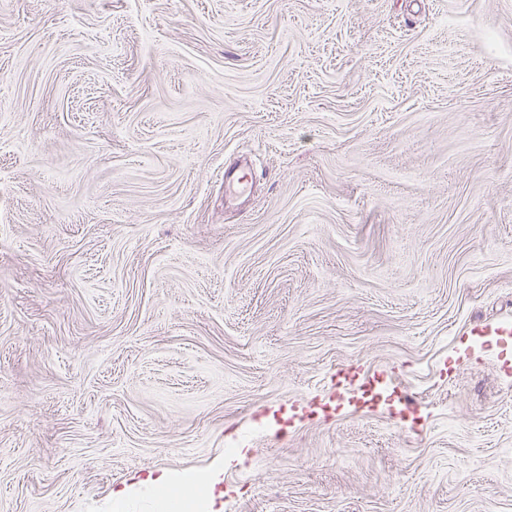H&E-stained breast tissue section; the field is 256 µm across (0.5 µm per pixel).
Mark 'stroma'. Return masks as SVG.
I'll return each instance as SVG.
<instances>
[{
  "instance_id": "obj_1",
  "label": "stroma",
  "mask_w": 512,
  "mask_h": 512,
  "mask_svg": "<svg viewBox=\"0 0 512 512\" xmlns=\"http://www.w3.org/2000/svg\"><path fill=\"white\" fill-rule=\"evenodd\" d=\"M503 322L512 0H0V512H512Z\"/></svg>"
}]
</instances>
